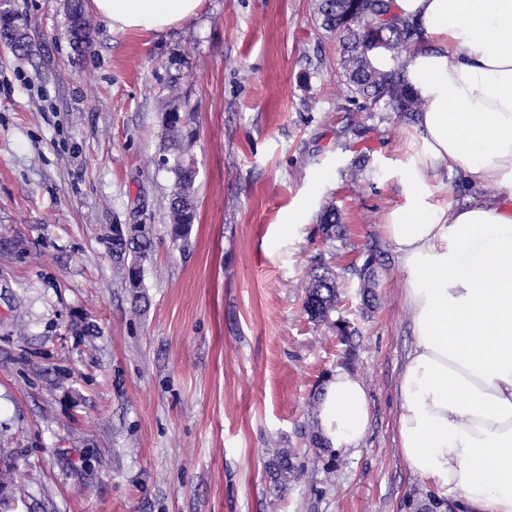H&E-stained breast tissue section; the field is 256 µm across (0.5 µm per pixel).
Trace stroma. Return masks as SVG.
<instances>
[{
  "label": "stroma",
  "mask_w": 512,
  "mask_h": 512,
  "mask_svg": "<svg viewBox=\"0 0 512 512\" xmlns=\"http://www.w3.org/2000/svg\"><path fill=\"white\" fill-rule=\"evenodd\" d=\"M13 8L36 50L0 44V457L17 486L0 512H446L395 421L414 335L385 224L415 132L347 102L315 0H203L163 32L95 16L82 51L66 0ZM174 105L195 133L184 240L158 164ZM430 192L447 209L483 195L445 172ZM329 205L344 238L320 231ZM118 224L151 229L141 307L105 246ZM374 244L368 309L350 269ZM319 265L340 284L328 324L303 308ZM337 320L356 329L350 353ZM339 370L365 385L369 426L358 447L319 452L310 402ZM274 443L300 473L280 494Z\"/></svg>",
  "instance_id": "35a3bbf8"
}]
</instances>
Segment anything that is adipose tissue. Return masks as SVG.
<instances>
[{"label": "adipose tissue", "mask_w": 512, "mask_h": 512, "mask_svg": "<svg viewBox=\"0 0 512 512\" xmlns=\"http://www.w3.org/2000/svg\"><path fill=\"white\" fill-rule=\"evenodd\" d=\"M203 0H91L115 31L162 32ZM427 42L407 62L424 107L422 150L387 234L406 274L415 341L398 384L400 454L468 512H512V0H395ZM486 189L451 210L428 201L439 170ZM370 418L360 379L339 371L318 405L332 448L359 444Z\"/></svg>", "instance_id": "obj_1"}]
</instances>
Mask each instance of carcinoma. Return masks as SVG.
I'll return each mask as SVG.
<instances>
[{
  "label": "carcinoma",
  "instance_id": "carcinoma-1",
  "mask_svg": "<svg viewBox=\"0 0 512 512\" xmlns=\"http://www.w3.org/2000/svg\"><path fill=\"white\" fill-rule=\"evenodd\" d=\"M66 11L70 25L72 44L78 49L90 46V20L85 16L82 0H67ZM317 17L321 28L336 34L341 45L340 67L348 92V101L361 103L367 110L382 102L389 112L413 120L423 108L422 100L415 94L407 78L406 59L413 48L421 43L419 25L398 14L394 0H317ZM372 27L383 36L386 47L383 54L396 62L390 68L378 67L373 63L374 53L367 50L369 32ZM0 42L4 43L18 57L33 52L30 37L22 33L16 13L11 7L0 9ZM182 116H176L164 123L166 151L171 156L169 171L174 176L168 198V213L172 233L183 237L196 219L197 201L194 190L196 170L186 153L185 142L192 140ZM319 223L329 238L345 235L342 216L335 208L325 209ZM116 265L125 277V286H130L129 272L143 276V260L152 249L147 235H128L106 241ZM377 247L369 249V255L360 267L351 272L361 282L362 300L369 303L375 297L373 288L374 263ZM337 303L336 274L325 268L311 277L308 294L303 302L304 310L313 320H325L335 311ZM270 478L282 489L297 479L291 454L286 448L273 450L268 464Z\"/></svg>",
  "mask_w": 512,
  "mask_h": 512
}]
</instances>
